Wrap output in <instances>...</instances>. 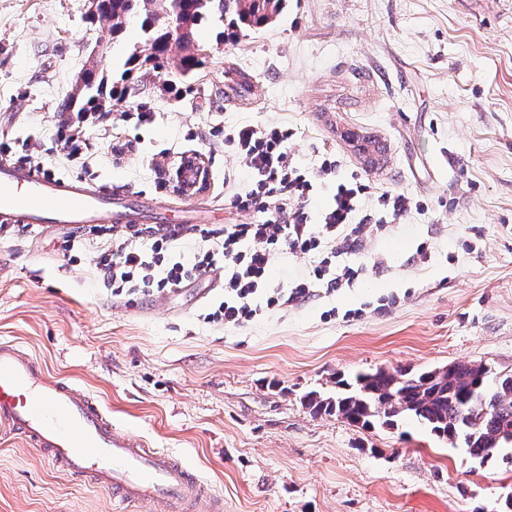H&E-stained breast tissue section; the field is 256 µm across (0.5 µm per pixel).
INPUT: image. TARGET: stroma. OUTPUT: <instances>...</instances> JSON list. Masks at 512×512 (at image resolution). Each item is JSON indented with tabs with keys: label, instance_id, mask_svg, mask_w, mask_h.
<instances>
[{
	"label": "stroma",
	"instance_id": "obj_1",
	"mask_svg": "<svg viewBox=\"0 0 512 512\" xmlns=\"http://www.w3.org/2000/svg\"><path fill=\"white\" fill-rule=\"evenodd\" d=\"M86 13V0H0V141L11 162L35 156L96 190L153 198L167 224H248L252 214L224 201V171L238 165L224 132L278 122L301 165L333 152L340 176L405 193L416 208L365 240L353 287L241 327L205 323L208 301L191 288L113 295L93 250L64 257L69 230H24L0 239V340L180 456L224 512H503L512 465L479 464L410 419L364 428L303 397L379 368L512 373V0H286L274 23L228 41L222 24L202 22L194 76L154 70L110 122L85 127L83 167L61 161L58 104L90 56L118 84L144 48L139 23L115 35ZM230 67L249 75V96L231 90ZM141 108L151 124L124 121ZM184 156L204 161L203 192L173 187ZM0 512L114 509L110 492L0 439Z\"/></svg>",
	"mask_w": 512,
	"mask_h": 512
}]
</instances>
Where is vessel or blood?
<instances>
[{
	"label": "vessel or blood",
	"instance_id": "1",
	"mask_svg": "<svg viewBox=\"0 0 512 512\" xmlns=\"http://www.w3.org/2000/svg\"><path fill=\"white\" fill-rule=\"evenodd\" d=\"M112 201L80 180L0 163V222L77 229L111 221ZM11 434L58 474L110 490L122 506L160 502L168 512H189L202 495V478L182 460L113 427L86 389L50 377L39 360L0 342V436Z\"/></svg>",
	"mask_w": 512,
	"mask_h": 512
}]
</instances>
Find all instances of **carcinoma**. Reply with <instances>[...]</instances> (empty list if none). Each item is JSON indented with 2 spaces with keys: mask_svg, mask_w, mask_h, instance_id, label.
Masks as SVG:
<instances>
[{
  "mask_svg": "<svg viewBox=\"0 0 512 512\" xmlns=\"http://www.w3.org/2000/svg\"><path fill=\"white\" fill-rule=\"evenodd\" d=\"M182 12L192 16L195 24L207 18L227 22V27L247 30L268 25L284 9L285 0H173ZM141 12V29L149 53L136 52L125 62V73L157 68L170 62L167 25L160 20L147 23V11L139 0H112V34L123 31L124 15ZM178 65L181 76L188 79L200 66L198 54L185 44L181 47ZM99 94L105 99H123L127 87L109 82L104 71L96 79ZM61 112H95L92 100L74 103L66 99ZM306 404L317 413L336 414L364 428L380 424L394 427L401 418H408L426 427L438 439L455 446L462 444L479 463L502 457L512 464V454L503 450L511 445L504 434L512 433V373H497L475 363H451L440 370L423 372L385 369L360 374L355 380L336 382V392L306 395Z\"/></svg>",
  "mask_w": 512,
  "mask_h": 512,
  "instance_id": "obj_1",
  "label": "carcinoma"
}]
</instances>
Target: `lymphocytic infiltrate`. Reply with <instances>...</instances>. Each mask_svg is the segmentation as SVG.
Wrapping results in <instances>:
<instances>
[{
    "mask_svg": "<svg viewBox=\"0 0 512 512\" xmlns=\"http://www.w3.org/2000/svg\"><path fill=\"white\" fill-rule=\"evenodd\" d=\"M288 126L252 123L224 135L250 181L236 186L233 170H225L230 204L256 213L249 224L200 228L188 224L140 227H90L88 234L67 240L66 250L88 238L101 239L96 269L114 295L163 294L218 269L224 293L210 306L207 322L241 327L264 312L284 310L314 292L332 294L353 286L359 267L347 258L359 254L368 236L386 231L408 215L414 202L406 194L372 192L361 177L337 178L333 153H323L319 166L308 170L288 152ZM335 182L329 202L318 212L306 203L323 182ZM289 254L308 260L307 276L289 284L274 283L270 268Z\"/></svg>",
    "mask_w": 512,
    "mask_h": 512,
    "instance_id": "lymphocytic-infiltrate-1",
    "label": "lymphocytic infiltrate"
}]
</instances>
